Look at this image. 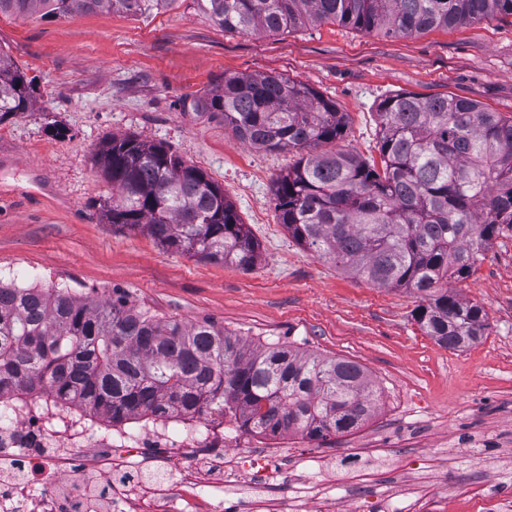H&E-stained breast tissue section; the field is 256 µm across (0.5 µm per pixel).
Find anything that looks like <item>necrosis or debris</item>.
Listing matches in <instances>:
<instances>
[{
    "instance_id": "necrosis-or-debris-1",
    "label": "necrosis or debris",
    "mask_w": 512,
    "mask_h": 512,
    "mask_svg": "<svg viewBox=\"0 0 512 512\" xmlns=\"http://www.w3.org/2000/svg\"><path fill=\"white\" fill-rule=\"evenodd\" d=\"M108 449L112 468L102 471V480L111 472L130 467L132 458L145 448L158 456L173 449L194 451L193 469L184 471V486H209L205 473L210 469L208 451H224V490L245 495L248 512H288V480L279 468L286 455L287 435L246 431L231 414H211L204 418L172 412L158 417L135 415L121 423L109 422L93 411L49 399L46 395L0 396V468L22 463L52 466L54 478L40 490L22 494L18 484L0 486V512H58L60 494L80 483L84 464L78 454ZM260 449L256 472L245 471L240 458L248 449ZM171 487H149L142 483L113 485V512H171Z\"/></svg>"
}]
</instances>
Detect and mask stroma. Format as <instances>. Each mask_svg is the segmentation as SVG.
I'll list each match as a JSON object with an SVG mask.
<instances>
[{
    "instance_id": "1",
    "label": "stroma",
    "mask_w": 512,
    "mask_h": 512,
    "mask_svg": "<svg viewBox=\"0 0 512 512\" xmlns=\"http://www.w3.org/2000/svg\"><path fill=\"white\" fill-rule=\"evenodd\" d=\"M0 49L34 81L33 107L0 123L1 279L91 301L122 295L161 318L358 363L378 395L371 419L297 440L280 460L289 489L318 481L307 468L318 457L344 473L334 494L346 512H379L394 484L412 495L435 485L431 512H512V229L455 285L484 308L485 336L443 348L415 319L417 293L347 274L289 235L273 184L295 153L245 143L200 104L229 75L287 76L345 113L330 150L377 165L386 97L454 95L512 117V16L407 37L331 22L232 33L176 0L147 15L2 13ZM115 135L163 143L220 185L260 245L256 266L208 263L108 224L112 188L94 154ZM463 481L480 496L457 494Z\"/></svg>"
}]
</instances>
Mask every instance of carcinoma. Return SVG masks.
<instances>
[{"label": "carcinoma", "instance_id": "carcinoma-1", "mask_svg": "<svg viewBox=\"0 0 512 512\" xmlns=\"http://www.w3.org/2000/svg\"><path fill=\"white\" fill-rule=\"evenodd\" d=\"M174 0H0V13L68 16L102 8L142 13ZM229 32H278L338 22L411 36L512 15V0H195ZM33 81L0 49V123L33 106ZM239 138L299 159L274 182L291 237L318 258L424 303L417 322L440 346L484 335L486 312L451 280L470 276L502 225L512 227V117L453 95L400 93L378 107V169L359 155L315 152L339 139L345 113L282 75H231L202 100ZM117 194L108 223L162 246L250 269L258 243L224 189L167 146L112 136L97 152ZM46 392L119 423L135 414L207 416L226 407L241 427L311 440L359 429L376 391L358 364L296 346L254 345L209 323L158 318L123 299L90 302L66 287L0 281V394Z\"/></svg>", "mask_w": 512, "mask_h": 512}]
</instances>
